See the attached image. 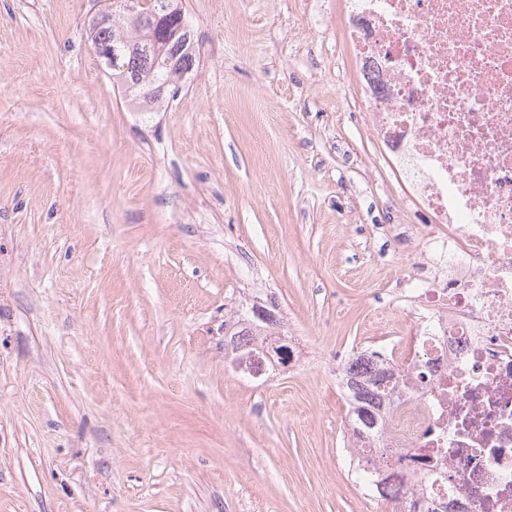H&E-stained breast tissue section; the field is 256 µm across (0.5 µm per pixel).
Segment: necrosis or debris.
Here are the masks:
<instances>
[{
	"instance_id": "1",
	"label": "necrosis or debris",
	"mask_w": 512,
	"mask_h": 512,
	"mask_svg": "<svg viewBox=\"0 0 512 512\" xmlns=\"http://www.w3.org/2000/svg\"><path fill=\"white\" fill-rule=\"evenodd\" d=\"M362 118L423 221L394 305L380 478L512 512V0H347Z\"/></svg>"
}]
</instances>
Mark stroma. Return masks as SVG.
Wrapping results in <instances>:
<instances>
[{
	"instance_id": "1",
	"label": "stroma",
	"mask_w": 512,
	"mask_h": 512,
	"mask_svg": "<svg viewBox=\"0 0 512 512\" xmlns=\"http://www.w3.org/2000/svg\"><path fill=\"white\" fill-rule=\"evenodd\" d=\"M159 111L98 0H0V512H394L349 468L336 357L395 335L414 223L376 161L345 0H184ZM275 296L310 367L260 381L224 318Z\"/></svg>"
}]
</instances>
